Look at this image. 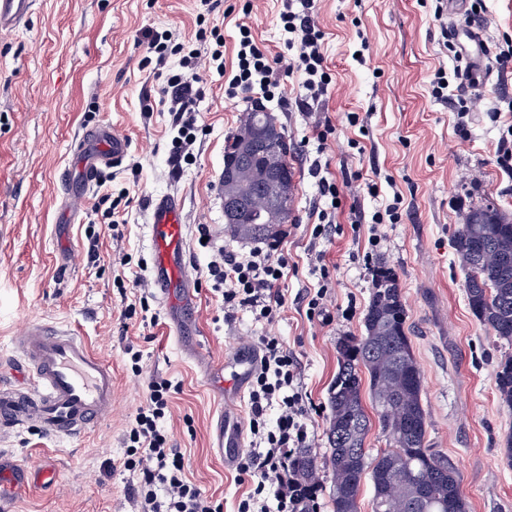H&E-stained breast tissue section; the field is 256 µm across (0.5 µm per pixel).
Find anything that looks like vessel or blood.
<instances>
[{
	"mask_svg": "<svg viewBox=\"0 0 512 512\" xmlns=\"http://www.w3.org/2000/svg\"><path fill=\"white\" fill-rule=\"evenodd\" d=\"M35 0H0V31L15 30L30 15ZM464 42L471 73L483 72L484 43L474 31L454 30ZM130 143L111 125L89 131L72 146L79 191L65 192L62 203L77 214L102 168L120 165ZM149 245L153 255L151 278L165 304L172 330L183 345H191L196 330L198 292L189 275L186 255L187 226L177 199L161 196L147 210ZM19 366L31 377L35 389L0 390V431L35 426L59 438L80 434L112 409V364L87 347L68 328L46 322L27 323L18 338ZM260 365L257 350L232 349L215 369L224 376V393L213 430L215 448L226 468H234L245 448L241 421L234 406L241 402L249 381Z\"/></svg>",
	"mask_w": 512,
	"mask_h": 512,
	"instance_id": "obj_1",
	"label": "vessel or blood"
}]
</instances>
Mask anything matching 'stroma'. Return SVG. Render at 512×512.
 <instances>
[{"label": "stroma", "instance_id": "obj_1", "mask_svg": "<svg viewBox=\"0 0 512 512\" xmlns=\"http://www.w3.org/2000/svg\"><path fill=\"white\" fill-rule=\"evenodd\" d=\"M235 2L215 0L203 15L197 0H38L25 24L0 33V377L11 376L13 338L32 320L73 329L111 361L113 376L112 412L85 436L55 439L34 428L0 434L5 462L57 475L21 492L0 486L5 512H133L141 475L126 465V431L153 377L175 388L160 429L183 456L187 477L224 512H236L248 489L210 446L218 389L170 332L165 306L134 286L150 275L146 211L155 195H174L182 204L204 356L219 361L265 334L295 354L316 435L320 512H331L328 389L338 370L337 344L364 334L382 264L399 278L405 331L423 380L427 447L455 465L467 512H512V465L505 459L512 406L495 386L512 345L472 314L452 246L472 207L490 201L512 214V172L496 162L499 141L512 140V64L496 61L512 40V0H481L475 20L463 12L435 19L432 0H318L331 76L326 93L306 112L280 100L265 104L288 142L299 225L284 246L290 270L279 288L286 303L270 323L246 310L225 319L203 275L209 251L198 243L197 227L206 224L225 248L245 254L255 245L231 234L214 192L227 142L252 106L224 94L238 24L251 26L271 54L286 51L281 0H254L247 16ZM446 26H473L483 35L490 69L471 89L453 76L466 63L443 37ZM214 28L224 38L225 69L207 76L193 155L175 170L165 77L144 64V36L169 30L187 41ZM440 70L451 75L444 101L432 94ZM102 123L128 139L127 157L140 168H104L77 219L65 223L60 200L73 178L70 147ZM328 124L333 133L319 142ZM319 158L328 162L340 205L336 230L314 241L310 226L325 206L310 174ZM123 188L130 203L115 226L96 205ZM393 206L397 222L372 223V215ZM358 213L364 220L355 230ZM91 227L99 235L94 258L86 238ZM121 254L127 264H119ZM323 284L334 317L329 325L306 315L305 296ZM136 364L141 374H134Z\"/></svg>", "mask_w": 512, "mask_h": 512}]
</instances>
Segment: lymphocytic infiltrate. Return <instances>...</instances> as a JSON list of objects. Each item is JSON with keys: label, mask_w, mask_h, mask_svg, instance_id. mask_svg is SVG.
Returning <instances> with one entry per match:
<instances>
[{"label": "lymphocytic infiltrate", "mask_w": 512, "mask_h": 512, "mask_svg": "<svg viewBox=\"0 0 512 512\" xmlns=\"http://www.w3.org/2000/svg\"><path fill=\"white\" fill-rule=\"evenodd\" d=\"M282 7L280 19L289 35L286 47L293 50V57L271 55L249 26L239 24L236 72L224 93L231 99L256 90L269 95L279 88L282 76L298 71L303 79L294 104L304 112L330 83L321 51L323 32L316 0H283ZM146 40L157 66L165 67L173 56L179 59L178 69L168 70L163 89L176 131L169 160L178 167L187 160L186 149L195 139V104L206 74L224 57V39L219 36L211 42L200 32L194 41L180 42L165 30L149 32ZM293 232L290 226L279 229L244 256L221 246L213 249L206 277L222 297L225 318L246 309L256 320H274L285 304L278 289L288 268L282 243ZM257 344L261 361L251 378L248 412L254 446L238 464L250 489L240 499L238 512H315L318 487L303 479L295 467L298 449L315 445L306 396L300 389L299 363L278 337L261 336ZM171 394L169 380H150L146 400L130 424L127 439L134 457L129 465L141 474L134 493L137 512H223L222 503L186 478L183 457L169 447L158 428L159 420L170 411ZM272 409L277 412L273 420L268 417Z\"/></svg>", "instance_id": "lymphocytic-infiltrate-1"}]
</instances>
